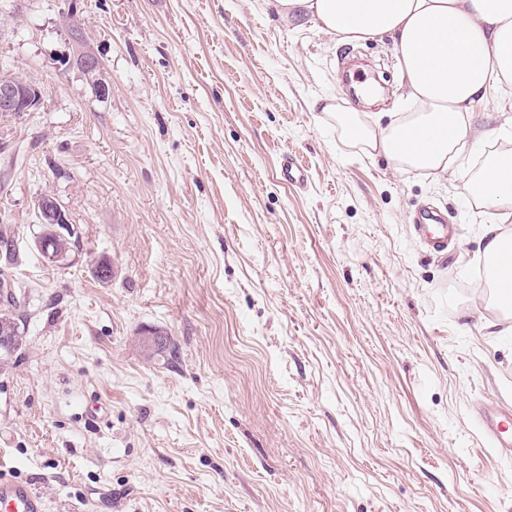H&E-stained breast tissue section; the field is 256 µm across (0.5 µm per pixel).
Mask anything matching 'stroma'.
I'll use <instances>...</instances> for the list:
<instances>
[{
  "instance_id": "stroma-1",
  "label": "stroma",
  "mask_w": 512,
  "mask_h": 512,
  "mask_svg": "<svg viewBox=\"0 0 512 512\" xmlns=\"http://www.w3.org/2000/svg\"><path fill=\"white\" fill-rule=\"evenodd\" d=\"M1 73L43 104L0 113V281L25 336L0 471L45 512H512V456L477 417L512 408V311L476 290L496 209L470 181L512 150V98L475 104L448 177L393 169L342 121L416 111L390 40L335 42L265 0H0ZM291 154L304 184L280 176ZM45 193L78 240L56 265ZM424 207L459 226L447 253L416 234ZM152 327L175 359L143 353ZM35 207L40 214L45 215L48 218L47 221L49 223L44 224L41 220V215L38 214L37 218L41 227L43 239L38 238L36 240V247L46 260L50 262H57L63 258V255L66 257L73 247V243L69 240H66L67 238L61 232L56 230V233L60 236V238L65 239H60L53 232V226L55 224H59L66 230L69 228V224H71V222L68 210L55 197L47 194L40 196L35 201ZM42 240L49 241L52 248H55L58 252H64L65 254H51L48 251H41Z\"/></svg>"
}]
</instances>
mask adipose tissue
<instances>
[{"instance_id": "adipose-tissue-1", "label": "adipose tissue", "mask_w": 512, "mask_h": 512, "mask_svg": "<svg viewBox=\"0 0 512 512\" xmlns=\"http://www.w3.org/2000/svg\"><path fill=\"white\" fill-rule=\"evenodd\" d=\"M294 27L313 24L331 38L387 37L407 94L422 111L381 127L348 117L352 137L380 150L393 167L445 176L473 133V104L512 84V0H269ZM475 197L497 206L486 225L483 254L495 278L512 281V152L486 156L472 179Z\"/></svg>"}]
</instances>
